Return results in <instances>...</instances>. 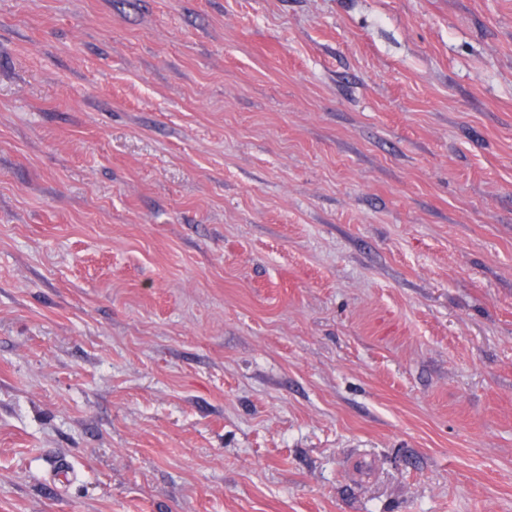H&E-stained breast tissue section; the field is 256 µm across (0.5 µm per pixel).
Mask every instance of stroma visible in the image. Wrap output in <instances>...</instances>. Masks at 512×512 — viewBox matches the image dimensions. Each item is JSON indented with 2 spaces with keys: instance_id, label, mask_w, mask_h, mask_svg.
<instances>
[{
  "instance_id": "1",
  "label": "stroma",
  "mask_w": 512,
  "mask_h": 512,
  "mask_svg": "<svg viewBox=\"0 0 512 512\" xmlns=\"http://www.w3.org/2000/svg\"><path fill=\"white\" fill-rule=\"evenodd\" d=\"M0 512H512V0H0Z\"/></svg>"
}]
</instances>
